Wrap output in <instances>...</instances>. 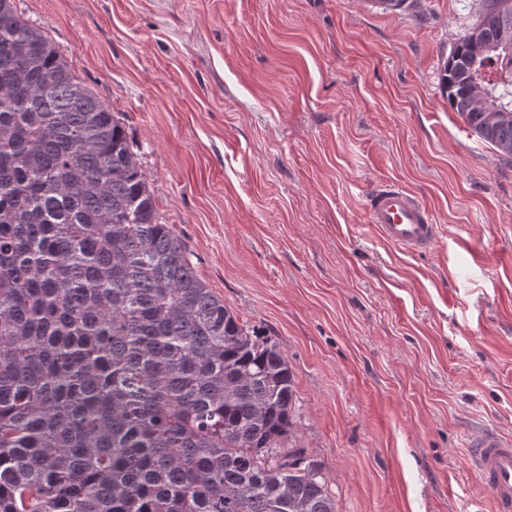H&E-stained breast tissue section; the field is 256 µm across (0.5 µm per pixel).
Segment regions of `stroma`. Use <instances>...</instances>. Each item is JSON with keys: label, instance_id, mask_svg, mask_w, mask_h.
Returning <instances> with one entry per match:
<instances>
[{"label": "stroma", "instance_id": "obj_1", "mask_svg": "<svg viewBox=\"0 0 512 512\" xmlns=\"http://www.w3.org/2000/svg\"><path fill=\"white\" fill-rule=\"evenodd\" d=\"M471 0H18L121 118L163 223L294 374L337 512H492L466 438L512 437V158L439 88ZM397 183L438 228L366 222ZM366 198L367 223L385 242L410 250L433 243L436 225L425 205L403 186L386 184Z\"/></svg>", "mask_w": 512, "mask_h": 512}]
</instances>
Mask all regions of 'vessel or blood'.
<instances>
[{
    "instance_id": "1",
    "label": "vessel or blood",
    "mask_w": 512,
    "mask_h": 512,
    "mask_svg": "<svg viewBox=\"0 0 512 512\" xmlns=\"http://www.w3.org/2000/svg\"><path fill=\"white\" fill-rule=\"evenodd\" d=\"M365 214L387 243L410 250L429 247L436 235L425 205L403 186L378 187L366 201ZM471 461L492 496L494 512H512V439L488 433L473 444Z\"/></svg>"
}]
</instances>
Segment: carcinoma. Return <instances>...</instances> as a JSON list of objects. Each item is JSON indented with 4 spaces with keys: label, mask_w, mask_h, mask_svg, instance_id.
<instances>
[{
    "label": "carcinoma",
    "mask_w": 512,
    "mask_h": 512,
    "mask_svg": "<svg viewBox=\"0 0 512 512\" xmlns=\"http://www.w3.org/2000/svg\"><path fill=\"white\" fill-rule=\"evenodd\" d=\"M448 106L512 156V0H478ZM288 360L197 275L121 121L0 0V512H337Z\"/></svg>",
    "instance_id": "obj_1"
}]
</instances>
